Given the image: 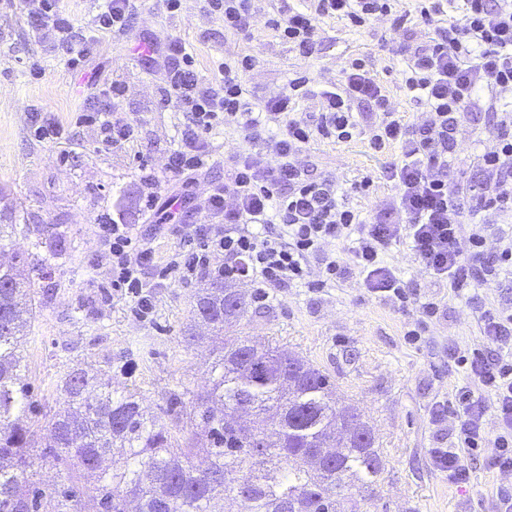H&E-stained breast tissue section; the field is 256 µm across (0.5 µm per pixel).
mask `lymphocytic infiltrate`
I'll return each instance as SVG.
<instances>
[{
  "instance_id": "lymphocytic-infiltrate-1",
  "label": "lymphocytic infiltrate",
  "mask_w": 512,
  "mask_h": 512,
  "mask_svg": "<svg viewBox=\"0 0 512 512\" xmlns=\"http://www.w3.org/2000/svg\"><path fill=\"white\" fill-rule=\"evenodd\" d=\"M396 0H309L306 8L289 9L270 18L280 39L300 53H310L321 18L367 25L392 14ZM33 28L57 41L78 36L74 19L59 0H19ZM415 9L435 35L405 48L407 61L401 80L411 98L427 111L424 122L407 126L390 105L382 86L367 75L362 59L345 70L341 86L323 91L315 125L295 121L290 111L308 85L307 77L288 85L263 106L249 99L241 76L252 68L247 55L214 60L213 76L197 71L185 46L169 45L164 95L178 101L189 115L182 146L170 162L174 177L187 178L207 168L210 155L204 138L224 124L242 128L250 143L238 154L223 181L209 185L200 206L211 222L195 228L187 253L161 262L138 230L129 224L104 225L103 240L112 262L111 286L131 298L140 315L150 312L153 280L178 276L189 281L206 270L213 255L223 254L220 272L228 279L251 278L262 288L308 286L311 263H318L324 280L357 271L367 291L392 303H407L403 279L384 261L388 248L410 241L417 264L445 281L455 297L473 300L481 277L512 272V231H501L499 249L485 261L488 217L512 216V111L500 109L512 95V0H463L461 18L445 20L448 0H416ZM133 0H100L85 46L101 35L119 34L129 27ZM376 111L370 128H361L355 103ZM495 110L498 122L494 145L477 156L484 181L449 188L446 172L456 158L460 116L481 109ZM368 135L382 150L399 145L401 159L388 169L397 194L392 202L368 217L346 206L333 179L312 177L297 164V155L314 138L347 141ZM233 207H225V198ZM279 225L275 235L266 225ZM349 242L347 260L326 249L332 242ZM486 351L457 355L467 381L456 388L451 403H438L434 422L455 416L457 445L433 449L438 468L458 483H467V459L482 455L487 469L512 471V314L481 310ZM498 419L496 433L484 427L487 412Z\"/></svg>"
}]
</instances>
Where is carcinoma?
Returning <instances> with one entry per match:
<instances>
[{
    "label": "carcinoma",
    "instance_id": "1",
    "mask_svg": "<svg viewBox=\"0 0 512 512\" xmlns=\"http://www.w3.org/2000/svg\"><path fill=\"white\" fill-rule=\"evenodd\" d=\"M30 290L25 262L0 263V512H128L131 501L137 512H357L347 490L384 470L362 420L335 453L322 452L358 414L336 407V388L303 357L238 335L256 295L219 276L199 290L192 310L222 339L207 394L187 406L172 393L163 423L137 394L112 389L102 369L71 368L42 455L69 476L36 486L31 431L21 423L33 406L22 353ZM242 405L248 426L228 425Z\"/></svg>",
    "mask_w": 512,
    "mask_h": 512
}]
</instances>
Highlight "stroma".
I'll return each instance as SVG.
<instances>
[{
  "instance_id": "stroma-1",
  "label": "stroma",
  "mask_w": 512,
  "mask_h": 512,
  "mask_svg": "<svg viewBox=\"0 0 512 512\" xmlns=\"http://www.w3.org/2000/svg\"><path fill=\"white\" fill-rule=\"evenodd\" d=\"M278 6V0H259L251 36L243 40L225 33L223 18L210 12L207 0H184L176 14L168 13L161 0H137L129 28L93 47L80 73L68 67V52L42 39L25 13L16 8L0 12V188L18 225L0 249V261L23 255L34 265V317L24 355L37 411L35 449L46 446L48 423L62 404L58 385L76 364L111 362L113 388L137 391L157 415L165 411L171 391L197 397L209 389L216 342L184 341L195 327L191 310L202 278L165 280L152 290L149 318L140 319L130 298L107 287L109 265L99 228L109 219L134 225L161 261L183 248L180 236L159 233L169 215L163 208L143 206L139 181L144 163L165 174L187 122L185 112L164 100V70L155 56L166 45H185L205 76L214 56H251L254 65L241 80L256 103L300 75L317 87L340 82L349 62L360 58L405 123L425 119L423 106L410 100L399 75L404 66L400 44L422 42L435 33L416 16L413 0H398L397 13L407 16L400 28L389 16L365 27L345 19L319 20L320 38L307 56L271 30L268 20ZM96 72L119 86L117 115L134 127L128 141L102 146L97 126L79 119L82 111L101 105L83 91ZM35 110L59 118L67 144L35 136L30 121ZM494 128L492 112L465 114L457 161L447 171L449 185L473 174L477 150L492 147ZM247 146L235 125L218 127L207 137L213 165L195 179L166 183V192L186 202L185 232L208 223L207 212L197 206L200 197L211 182L223 179L224 159ZM399 159V146L378 151L362 136L317 140L298 156L314 176L336 179L346 205L366 215L395 196L385 170ZM384 259L405 281L408 306L370 295L352 273L322 288L270 289L261 313L244 321L243 333L299 353L330 377L372 427L386 467L371 487L353 490L360 512H496L500 496L512 494V472L487 470L475 456L468 483L451 482L436 467L432 451L453 447L454 421L433 422L431 407L466 381L455 350L486 346L480 307L512 311V277L490 278L477 301L468 303L418 267L409 243L392 245ZM431 298L444 304L440 319L418 344L407 343L404 334L418 321L419 304Z\"/></svg>"
}]
</instances>
